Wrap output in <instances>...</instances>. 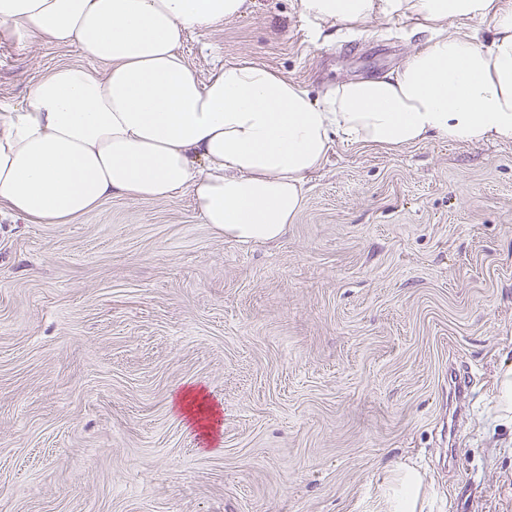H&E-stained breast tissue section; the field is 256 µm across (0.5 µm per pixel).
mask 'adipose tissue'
I'll return each mask as SVG.
<instances>
[{
  "label": "adipose tissue",
  "instance_id": "ef3b65f1",
  "mask_svg": "<svg viewBox=\"0 0 512 512\" xmlns=\"http://www.w3.org/2000/svg\"><path fill=\"white\" fill-rule=\"evenodd\" d=\"M250 0H0V25L93 66L63 63L0 113V215L67 224L112 196L192 194L203 223L242 241L281 237L336 141L399 150L430 139L512 141V10L501 0H298L314 37L382 16L432 44L383 76L314 99L267 65L216 63L200 81L178 52L191 30ZM491 18L494 33L449 32Z\"/></svg>",
  "mask_w": 512,
  "mask_h": 512
}]
</instances>
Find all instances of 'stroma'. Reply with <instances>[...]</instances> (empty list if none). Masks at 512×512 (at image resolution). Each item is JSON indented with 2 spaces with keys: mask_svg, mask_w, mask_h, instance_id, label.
<instances>
[{
  "mask_svg": "<svg viewBox=\"0 0 512 512\" xmlns=\"http://www.w3.org/2000/svg\"><path fill=\"white\" fill-rule=\"evenodd\" d=\"M296 0L187 33L199 79L254 59L322 97L428 47L374 18L312 38ZM80 47L0 26V103ZM512 143L336 142L274 241L191 195L0 221V512H512ZM471 395L448 434V374ZM204 389V434L175 406ZM419 484L416 474L411 470L403 472L398 488L394 491L392 512L414 511L419 497Z\"/></svg>",
  "mask_w": 512,
  "mask_h": 512,
  "instance_id": "1",
  "label": "stroma"
}]
</instances>
